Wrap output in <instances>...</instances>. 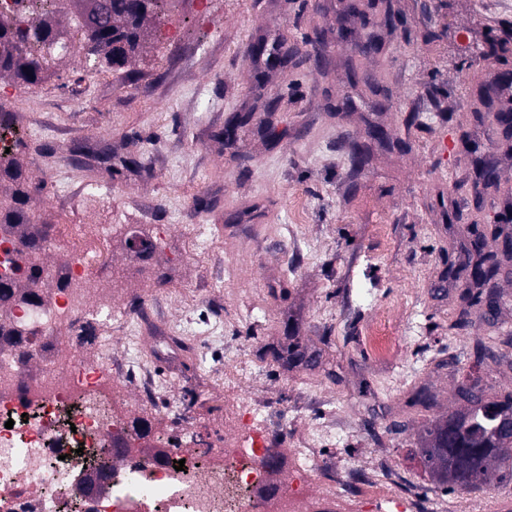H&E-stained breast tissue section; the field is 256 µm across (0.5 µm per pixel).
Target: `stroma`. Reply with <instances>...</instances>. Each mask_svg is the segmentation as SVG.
I'll use <instances>...</instances> for the list:
<instances>
[{
	"label": "stroma",
	"mask_w": 512,
	"mask_h": 512,
	"mask_svg": "<svg viewBox=\"0 0 512 512\" xmlns=\"http://www.w3.org/2000/svg\"><path fill=\"white\" fill-rule=\"evenodd\" d=\"M347 2L182 0L167 23L178 38L156 36L126 69L90 68L76 42L39 85L0 75L26 185L40 190L32 212L39 224L102 227L113 276L83 285L84 311L182 290L167 310L189 349L182 360L142 338L147 308L112 346L138 347L197 437L236 390L262 393L292 448L339 408L351 426L320 460L370 466L380 494L407 490L436 512H470L474 500L498 512L512 485L444 493L415 450L426 427L457 410L465 378L512 393L511 369H473L467 331H448L463 307L460 256L475 236L490 252L498 232L512 233V136L498 124L508 104L490 92L512 76V0H390L401 22L377 27L370 52ZM260 42L292 49L288 68L266 69ZM237 112L252 119L229 142ZM359 147L368 161L356 173ZM199 224L223 278L197 244ZM135 239L156 245L140 264ZM497 289L501 309L482 331L508 363L512 272ZM218 320L237 351L199 338ZM375 333L394 339L382 361ZM290 334L306 355L293 367L281 356ZM423 387L436 406L412 405ZM397 420L405 432H393Z\"/></svg>",
	"instance_id": "obj_1"
}]
</instances>
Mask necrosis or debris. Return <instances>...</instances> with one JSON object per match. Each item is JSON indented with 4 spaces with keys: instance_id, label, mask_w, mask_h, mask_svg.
<instances>
[{
    "instance_id": "obj_1",
    "label": "necrosis or debris",
    "mask_w": 512,
    "mask_h": 512,
    "mask_svg": "<svg viewBox=\"0 0 512 512\" xmlns=\"http://www.w3.org/2000/svg\"><path fill=\"white\" fill-rule=\"evenodd\" d=\"M98 232L86 229L64 259L33 286L39 303L12 301L5 326H23L20 343L0 337V512H356L365 496L367 471L329 462L333 487L311 499L306 484L316 469V443L346 429L345 414L319 422L305 447L276 448V426L263 399L243 394L211 429L203 450L186 431L170 437L143 435L125 417L108 413L105 386L136 390L156 415L173 414V396L130 354L81 352L88 337L111 333L118 316L87 318L75 287L111 277L96 260ZM261 416L265 430L242 449L235 433ZM290 454L299 480L283 490L276 468L261 454Z\"/></svg>"
}]
</instances>
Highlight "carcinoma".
Masks as SVG:
<instances>
[{
    "label": "carcinoma",
    "instance_id": "obj_1",
    "mask_svg": "<svg viewBox=\"0 0 512 512\" xmlns=\"http://www.w3.org/2000/svg\"><path fill=\"white\" fill-rule=\"evenodd\" d=\"M14 12L0 15V66L13 72L26 85H36L54 74L58 48H46L42 30L47 25L39 19L51 5V0H13ZM137 0H104L92 3L96 12L93 21L77 23V30L89 44L91 66L94 68L125 67L136 51L137 33L135 12ZM129 15L127 26L128 50L113 47L116 19ZM0 210L5 212L8 223H32V215L17 205L16 197L0 199ZM502 269V258L486 254L471 271L473 287L463 293L467 303L456 326H470L471 309L478 317L495 315L499 295L494 289ZM490 337H473L469 359L474 367L498 369L512 368L496 356L489 345ZM456 400L461 410L439 418L428 426L419 438L416 454L420 456L434 484L446 493L456 491L476 492L499 488L512 483V436L497 431L502 418H512V393L501 399L487 396L484 388L476 383L461 382L456 389Z\"/></svg>",
    "mask_w": 512,
    "mask_h": 512
}]
</instances>
